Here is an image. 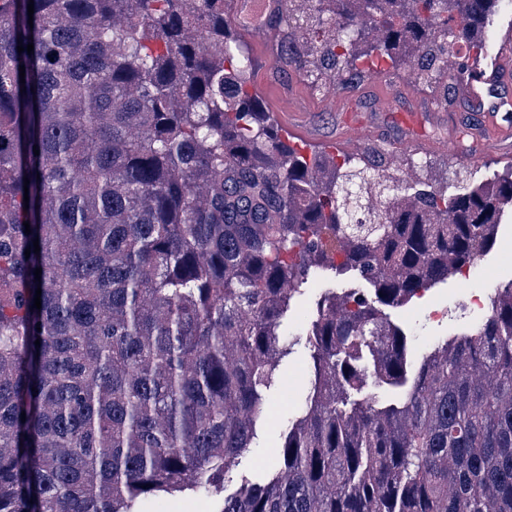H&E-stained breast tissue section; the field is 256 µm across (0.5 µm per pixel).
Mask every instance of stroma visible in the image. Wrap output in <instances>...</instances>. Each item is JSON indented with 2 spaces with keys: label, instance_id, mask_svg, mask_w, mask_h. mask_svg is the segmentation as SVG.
<instances>
[{
  "label": "stroma",
  "instance_id": "stroma-1",
  "mask_svg": "<svg viewBox=\"0 0 512 512\" xmlns=\"http://www.w3.org/2000/svg\"><path fill=\"white\" fill-rule=\"evenodd\" d=\"M498 46L487 57L469 61L473 90L456 91L452 76L444 81L449 92H432L418 83L417 57L405 55L403 64L385 74L400 93L392 106L381 102L377 83L353 79L344 72L328 70L321 78L277 61L273 52H254L256 68L251 76L265 101L280 94L291 103L290 119L306 132L304 151L340 153L354 128L366 124L375 130L374 144L357 146V163L377 161L380 167L397 174L405 184L437 189L456 188L466 183L488 184L512 172V113L499 101L512 95V13L492 17ZM417 141L416 150L399 153L400 145ZM480 162H472V155ZM501 249L490 252L480 265L488 288L512 280V208L500 218ZM469 280L455 276L432 288L423 298L404 309L391 310L393 321L417 327L431 337L449 336L461 331L476 315L469 296ZM305 337H297L290 354L280 366L273 390L278 408L291 406L293 396L304 390V374L309 361ZM275 428L259 432L256 448L238 456L225 479L224 493H177L150 499L142 512H219L225 494L235 492L242 481L256 480L273 471L277 463Z\"/></svg>",
  "mask_w": 512,
  "mask_h": 512
}]
</instances>
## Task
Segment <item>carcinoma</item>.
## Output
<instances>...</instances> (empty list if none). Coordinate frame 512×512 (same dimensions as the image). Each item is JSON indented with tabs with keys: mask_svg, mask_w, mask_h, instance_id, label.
Returning <instances> with one entry per match:
<instances>
[{
	"mask_svg": "<svg viewBox=\"0 0 512 512\" xmlns=\"http://www.w3.org/2000/svg\"><path fill=\"white\" fill-rule=\"evenodd\" d=\"M231 2L34 0L30 17L29 0H0V512L224 490L290 336L310 362L279 467L220 512H512V280L442 340L386 312L451 276L483 287L512 176L412 190L291 145ZM294 2L279 60L360 79L411 51L432 89L449 50L490 53L489 17L512 12L313 0L302 50ZM372 187L378 210L361 204ZM348 272L370 293L328 278ZM318 280L314 309L285 326Z\"/></svg>",
	"mask_w": 512,
	"mask_h": 512,
	"instance_id": "carcinoma-1",
	"label": "carcinoma"
}]
</instances>
